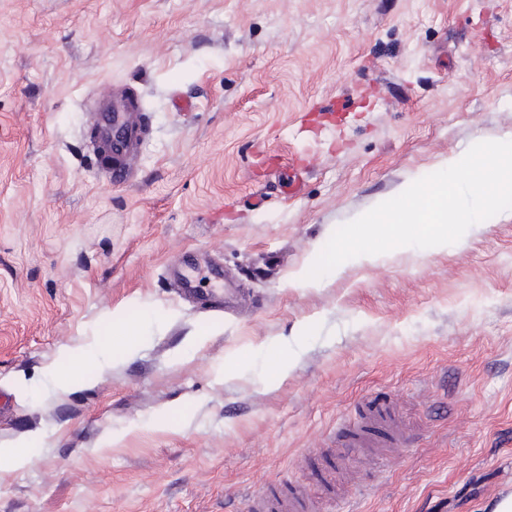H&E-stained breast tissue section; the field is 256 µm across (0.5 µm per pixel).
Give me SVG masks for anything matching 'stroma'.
Listing matches in <instances>:
<instances>
[{"mask_svg":"<svg viewBox=\"0 0 512 512\" xmlns=\"http://www.w3.org/2000/svg\"><path fill=\"white\" fill-rule=\"evenodd\" d=\"M134 95L137 174L100 179ZM512 134V0H0V512H498L512 210L306 279L334 230ZM220 264L258 309L185 300ZM410 440L318 457L366 398ZM141 122V114L137 107H129L121 112H104L101 116L98 138L93 143L94 150L101 153L103 150H108L112 140V158H108V160L112 161L115 156H119L123 152L125 145L132 135L131 130L126 127L112 132V125L129 127L140 125ZM311 500L306 486L296 485L288 491H279L273 484L264 483L251 496V512H307Z\"/></svg>","mask_w":512,"mask_h":512,"instance_id":"stroma-1","label":"stroma"}]
</instances>
